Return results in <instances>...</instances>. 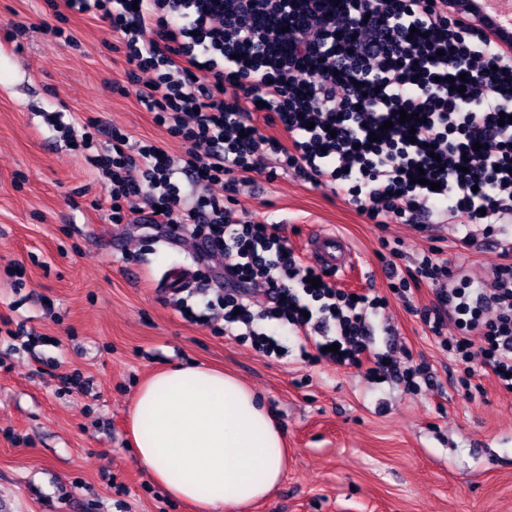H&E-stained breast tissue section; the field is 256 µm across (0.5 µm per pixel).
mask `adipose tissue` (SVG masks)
Instances as JSON below:
<instances>
[{"label":"adipose tissue","mask_w":512,"mask_h":512,"mask_svg":"<svg viewBox=\"0 0 512 512\" xmlns=\"http://www.w3.org/2000/svg\"><path fill=\"white\" fill-rule=\"evenodd\" d=\"M138 460L196 512H240L278 490L288 464L279 425L233 376L201 365L155 373L130 416Z\"/></svg>","instance_id":"ef3b65f1"}]
</instances>
